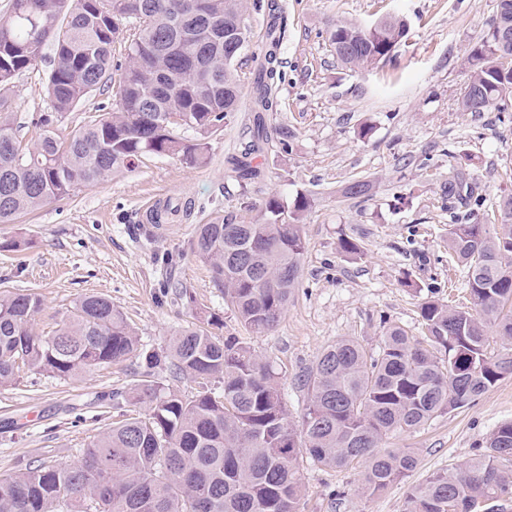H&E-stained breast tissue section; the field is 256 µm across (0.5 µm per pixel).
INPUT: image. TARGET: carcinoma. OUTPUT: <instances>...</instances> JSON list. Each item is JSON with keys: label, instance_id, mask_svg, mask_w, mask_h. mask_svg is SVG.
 <instances>
[{"label": "carcinoma", "instance_id": "cac0c4a2", "mask_svg": "<svg viewBox=\"0 0 512 512\" xmlns=\"http://www.w3.org/2000/svg\"><path fill=\"white\" fill-rule=\"evenodd\" d=\"M128 12L127 65L111 111L63 134L54 119L105 92L112 75V9ZM263 59L247 73L224 63V16L237 14L241 50L252 40L247 5L207 0L202 12L184 0H11L0 19V224L135 168L147 155L201 165L210 139L229 113L224 95L251 89V139L228 163L249 183L260 171L251 157L293 151L295 131L269 123L282 81L284 22L267 4ZM406 35L398 16L362 27L339 22L327 31L336 59L365 70L390 57ZM55 47L45 79L50 111L31 147L12 126L7 91L37 66L47 43ZM469 81L463 112H489L512 97V0H498L489 30L468 51ZM192 131L193 137L181 135ZM366 181L341 188L365 198ZM315 195L298 192L287 202L269 197L253 224H199L194 252L210 267L234 318L252 333L272 330L297 287L305 250L303 218ZM501 223L452 224L448 249L465 278L469 306L420 303L424 335L386 328L377 356L354 339L328 346L304 378L307 403L294 425L278 373L245 341L205 328L180 330L165 348L144 354L143 379L124 394L126 418L98 435L74 464L26 465L0 478V512H301L299 462L349 469L363 464L361 491L373 495L417 464L410 451L383 447L398 430H416L439 412L474 403L512 375V348L490 350V333L512 340V195L498 202ZM42 299L32 292L0 293V388L20 367L74 379L139 353L124 314L98 295L81 297L53 335L35 329ZM199 379L192 395L170 380ZM144 411H138V408ZM508 512L512 503V421L498 425L464 465L428 476L411 488L405 512H485L484 502Z\"/></svg>", "mask_w": 512, "mask_h": 512}]
</instances>
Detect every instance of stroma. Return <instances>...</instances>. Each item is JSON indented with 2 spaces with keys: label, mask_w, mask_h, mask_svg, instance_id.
<instances>
[{
  "label": "stroma",
  "mask_w": 512,
  "mask_h": 512,
  "mask_svg": "<svg viewBox=\"0 0 512 512\" xmlns=\"http://www.w3.org/2000/svg\"><path fill=\"white\" fill-rule=\"evenodd\" d=\"M286 19L280 50L283 80L274 125L294 129L293 154L256 158L261 180L245 186L225 158L242 139L249 98L211 140L207 164L190 167L148 156L130 172L82 187L14 224H0V291L26 288L43 305L36 328L52 334L75 301L85 295L111 300L135 328L144 349L165 345L196 324L200 313L224 318L222 335L248 342L273 364L293 423L307 400L301 380L337 340H357L377 353L385 326L420 335L419 303L427 298L466 306L460 269L448 250L454 218L499 223L497 203L512 194V99L504 110L471 113L458 103L468 82L465 57L487 32L497 0H277ZM403 17L407 35L390 59L351 71L338 62L327 30L339 22L366 25ZM52 49L12 92L16 135L36 140L34 119L49 109L44 76ZM372 133L361 137L363 126ZM463 174L483 197L482 206L448 211V181ZM371 181L367 199L344 198L348 181ZM310 191L315 207L304 218L306 249L301 275L279 324L252 335L236 321L215 288L209 267L193 252L196 225L224 217L252 222L273 195L291 199ZM190 202L191 214L168 233H150L142 222L145 202ZM355 240L361 255L338 248ZM24 239L21 251L2 242ZM186 285L196 304L188 308L163 289ZM137 357L78 379L20 370L0 389V474L17 466L69 464L100 432L121 418L101 393L136 383ZM512 420V376L473 404L434 416L416 431L394 432L387 448L412 450L419 463L400 481L371 496L360 494V469L334 470L311 459L300 463L302 512H404L410 489L432 472L472 458L493 429Z\"/></svg>",
  "instance_id": "obj_1"
}]
</instances>
